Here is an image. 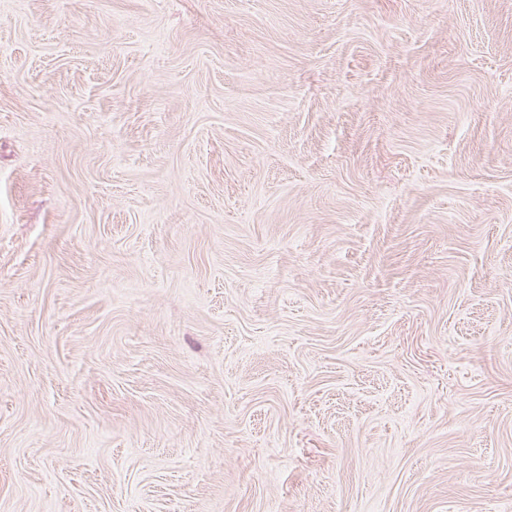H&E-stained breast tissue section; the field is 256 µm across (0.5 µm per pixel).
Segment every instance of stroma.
<instances>
[{
    "mask_svg": "<svg viewBox=\"0 0 512 512\" xmlns=\"http://www.w3.org/2000/svg\"><path fill=\"white\" fill-rule=\"evenodd\" d=\"M0 512H512V0H0Z\"/></svg>",
    "mask_w": 512,
    "mask_h": 512,
    "instance_id": "1",
    "label": "stroma"
}]
</instances>
